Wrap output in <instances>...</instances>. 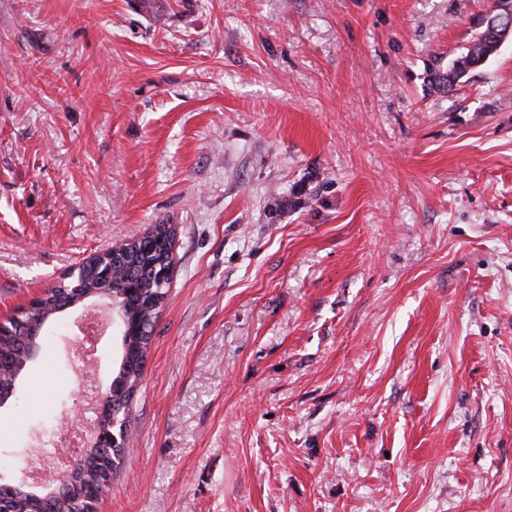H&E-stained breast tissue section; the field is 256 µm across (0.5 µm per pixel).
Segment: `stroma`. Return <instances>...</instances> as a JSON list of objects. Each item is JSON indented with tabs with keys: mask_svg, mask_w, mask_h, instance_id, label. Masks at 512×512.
Instances as JSON below:
<instances>
[{
	"mask_svg": "<svg viewBox=\"0 0 512 512\" xmlns=\"http://www.w3.org/2000/svg\"><path fill=\"white\" fill-rule=\"evenodd\" d=\"M492 0H0V320L174 233L96 512H512V40ZM78 313L0 408L66 432ZM485 29L475 30L474 35L459 56L448 64V71L434 72V81L443 92H453L458 83L472 70L481 66L500 48L498 42L485 34Z\"/></svg>",
	"mask_w": 512,
	"mask_h": 512,
	"instance_id": "1",
	"label": "stroma"
}]
</instances>
